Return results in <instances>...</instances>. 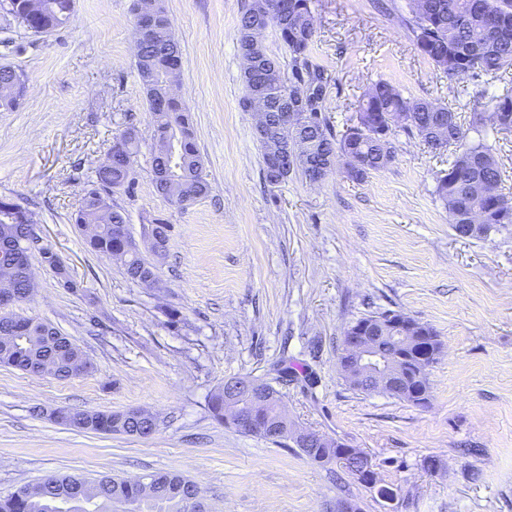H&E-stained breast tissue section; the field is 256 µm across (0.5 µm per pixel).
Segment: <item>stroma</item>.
<instances>
[{
  "mask_svg": "<svg viewBox=\"0 0 512 512\" xmlns=\"http://www.w3.org/2000/svg\"><path fill=\"white\" fill-rule=\"evenodd\" d=\"M248 2L164 0L210 185L184 208L151 182L134 0H76L67 26L0 43V65L28 86L19 109L0 110V197L32 212L37 235L79 284L65 288L31 253L35 288L12 312L52 323L93 364L71 380L0 366V496L54 473L176 471L198 484L210 512H331L342 496L363 512H391L351 477L212 419L208 400L225 379H270L282 363L301 375L281 388L289 417L369 452L381 484L409 497L407 512H512V231L457 237L434 194L440 155L400 130L395 160L364 181L339 168L315 184L296 174L265 185L255 119L240 106ZM405 5L311 0L309 60L328 77L323 115L335 134L380 79L464 119L480 101L482 84L448 80L420 55L400 20ZM130 126L141 141L136 189L116 200L133 236L149 217L170 224L161 290L90 252L71 222L114 136ZM172 306L181 328L168 323ZM385 310L429 324L444 343L428 406L353 391L340 375L345 328ZM59 408L143 409L158 428L146 438L84 432L55 422ZM430 456L442 468L426 469Z\"/></svg>",
  "mask_w": 512,
  "mask_h": 512,
  "instance_id": "35a3bbf8",
  "label": "stroma"
}]
</instances>
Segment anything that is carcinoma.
I'll return each instance as SVG.
<instances>
[{"instance_id":"cac0c4a2","label":"carcinoma","mask_w":512,"mask_h":512,"mask_svg":"<svg viewBox=\"0 0 512 512\" xmlns=\"http://www.w3.org/2000/svg\"><path fill=\"white\" fill-rule=\"evenodd\" d=\"M30 0H0V31L5 34L24 30L45 34L65 26L74 9V0H37L38 8L27 7ZM283 6L263 20V26L275 28L291 55V75L284 65L268 54L265 45L258 48L260 61L275 71L277 80L256 87L252 78L244 75V97L261 92L266 100L287 103L299 92H308L303 106L310 113L316 131L306 134L309 141L306 154L294 156L288 170L277 173L263 167L265 181L273 186L293 174L310 177L320 170L323 176L333 173L341 156L350 151L357 163L345 170L353 181H362L393 160L395 129L389 119L404 114L398 123L403 131L417 135L432 150L452 148L448 168L437 173L435 195L448 211L452 226L469 223V216L479 211L483 227L476 238L488 236L512 225V197L503 188V170L489 143L493 133L501 131L499 121L512 122V91L494 92L485 96L473 109L468 125H463L458 113L448 105L428 100L411 99L386 80L372 83L362 94L357 115L341 136H336L322 118L326 78L321 70L309 64L308 53L313 44L315 20L310 0H281ZM473 0H408L409 13L401 22L409 31L417 51L450 79L464 77L485 78L489 86L502 80L512 70V0H479L481 8L472 7ZM138 27L142 33L141 57L148 63L153 75L152 85L144 86L148 110L154 122L151 147V169L155 191L175 202L183 195L206 196L209 184L203 175V165L197 146L195 130L183 100L170 99L160 111H155L153 96L168 83L181 79L182 49L175 38L172 23L157 0L152 14L141 17ZM270 133L259 141L263 161L269 154L283 151L289 140L300 131L280 121L277 110L267 113ZM448 128V140L441 142L434 129ZM110 153L117 157L109 166H99L85 188L82 205L74 214V224L83 234L91 251L109 260L119 262L127 276L141 284L151 276H159L157 265L144 258L142 251L123 248L128 230L125 209L112 203L105 212L101 206L104 193L130 194L134 191V165L140 153V141L122 132L115 137ZM494 183L497 192L481 194L477 186ZM27 208L10 198H0V291L5 289L23 302L30 296L28 276L24 265L29 251L39 249L43 261L55 270L66 288L79 285L69 276L58 255L40 245V239L30 230ZM168 224L154 218L143 225L142 238L146 242H166ZM26 329L15 330L17 322L7 315L0 316V365L28 371L29 365L47 360L52 365L50 375L59 380L79 377L75 369L87 361L75 344L67 347L54 345L50 337L58 329L34 318L25 319ZM425 332L416 346L404 347L394 340L383 342L382 352L399 362L403 371L401 384L389 389L387 395L416 406H425L430 399L429 370L442 351V342L433 327L420 324ZM265 403L252 408L248 419H239L238 413L228 409L224 393L212 395L208 409L213 419L235 427L238 431L270 439L272 426L282 423L280 402L282 395L273 385L266 384ZM63 425L80 430L134 435L139 422L129 412H99L83 410L70 414ZM351 446L338 438L324 444H313L300 449L310 461L326 467L337 465L353 476L362 486L376 490L379 498L391 503L398 492L378 481V464L371 463L366 472L354 471L356 459L349 456ZM191 479L178 472H161L146 477L150 493H143L137 483L104 476L90 483L78 475L50 476L34 486H23L8 496L0 497V512H200L199 500L182 508L177 502L185 485Z\"/></svg>"}]
</instances>
